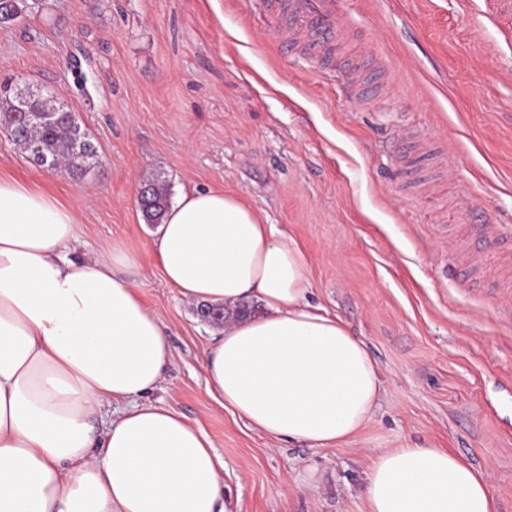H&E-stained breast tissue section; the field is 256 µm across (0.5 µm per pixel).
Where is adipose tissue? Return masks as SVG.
<instances>
[{
	"label": "adipose tissue",
	"mask_w": 512,
	"mask_h": 512,
	"mask_svg": "<svg viewBox=\"0 0 512 512\" xmlns=\"http://www.w3.org/2000/svg\"><path fill=\"white\" fill-rule=\"evenodd\" d=\"M77 211L0 176V512H224L208 436L146 394L173 359L166 327L119 274L134 252L77 261ZM189 301L266 313L226 323L208 395L276 442L343 448L383 393L377 361L311 303L308 257L240 197L181 192L151 242ZM118 416L97 427L102 404ZM367 512H498L487 473L447 448L374 450Z\"/></svg>",
	"instance_id": "adipose-tissue-1"
}]
</instances>
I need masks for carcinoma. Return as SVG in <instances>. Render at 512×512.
Returning <instances> with one entry per match:
<instances>
[{"label":"carcinoma","instance_id":"cac0c4a2","mask_svg":"<svg viewBox=\"0 0 512 512\" xmlns=\"http://www.w3.org/2000/svg\"><path fill=\"white\" fill-rule=\"evenodd\" d=\"M22 90L0 93V131L37 165L65 167L81 177L96 166L97 148L76 119L58 111L52 96L46 94L34 103L20 98ZM138 206L149 224L161 223L169 206L163 185L148 181L141 185ZM226 308L200 304L197 312L213 326H223Z\"/></svg>","mask_w":512,"mask_h":512}]
</instances>
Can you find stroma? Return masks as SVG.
Wrapping results in <instances>:
<instances>
[{
  "mask_svg": "<svg viewBox=\"0 0 512 512\" xmlns=\"http://www.w3.org/2000/svg\"><path fill=\"white\" fill-rule=\"evenodd\" d=\"M479 0H346L356 74L289 55L263 0H25L0 22V85L54 92L96 144L76 178L0 134V173L80 215L73 254L133 251L145 305L174 355L152 397L224 460L226 512H366L372 450L448 448L490 473L512 512V326L470 301L446 214L512 226V41ZM159 179L232 192L309 257L312 302L368 345L385 394L344 448L276 443L212 401L203 355L216 327L170 288L137 194Z\"/></svg>",
  "mask_w": 512,
  "mask_h": 512,
  "instance_id": "obj_1",
  "label": "stroma"
}]
</instances>
